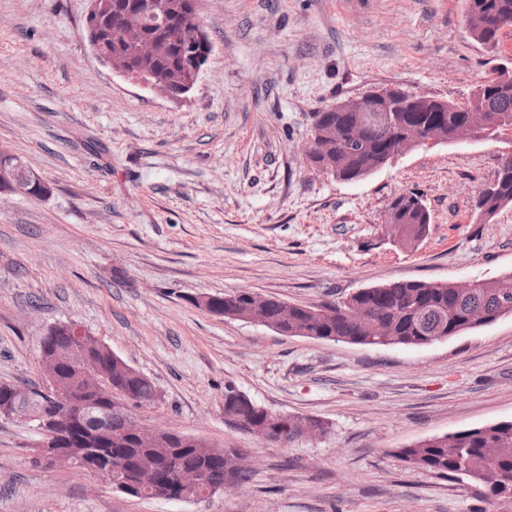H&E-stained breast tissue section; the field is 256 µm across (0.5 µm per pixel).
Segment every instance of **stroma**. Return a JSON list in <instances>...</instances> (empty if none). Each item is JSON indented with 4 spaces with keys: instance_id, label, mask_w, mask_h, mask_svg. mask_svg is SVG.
<instances>
[{
    "instance_id": "1",
    "label": "stroma",
    "mask_w": 512,
    "mask_h": 512,
    "mask_svg": "<svg viewBox=\"0 0 512 512\" xmlns=\"http://www.w3.org/2000/svg\"><path fill=\"white\" fill-rule=\"evenodd\" d=\"M88 0H0V147L52 188L0 196V383L46 388L40 340L72 322L146 376L150 429L242 450L248 483L203 502L132 498L97 474L30 462L0 418V512H512L407 466L401 448L512 420V317L427 347L284 336L200 308L243 289L296 304L396 281L512 272V207L473 200L500 144L424 146L344 183L302 152L313 115L396 85L466 104L488 54L462 0H200L214 48L188 99L142 88L82 38ZM429 231L391 243L400 193ZM233 384L327 434L268 445L224 418Z\"/></svg>"
}]
</instances>
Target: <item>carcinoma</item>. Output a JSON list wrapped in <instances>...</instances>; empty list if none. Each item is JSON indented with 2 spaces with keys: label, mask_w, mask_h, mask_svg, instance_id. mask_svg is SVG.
I'll use <instances>...</instances> for the list:
<instances>
[{
  "label": "carcinoma",
  "mask_w": 512,
  "mask_h": 512,
  "mask_svg": "<svg viewBox=\"0 0 512 512\" xmlns=\"http://www.w3.org/2000/svg\"><path fill=\"white\" fill-rule=\"evenodd\" d=\"M465 14L483 13L492 20L512 19V0H463ZM192 23L181 18L179 12L171 16V28L162 29L149 20L146 32L161 40L160 53L144 63L133 59L134 67L145 65L156 77L170 82L173 92L180 93L181 81L188 77L189 62L180 54V44L191 31ZM471 37L495 52L499 28L478 29L468 25ZM492 111L484 114L486 122L497 133L512 126V96L491 98ZM470 116L466 106L448 103L446 112H403L401 125L386 129L371 125L367 129L362 148L356 152L345 150L344 140L348 129L355 122V113L338 112L332 105L314 113L313 127L322 132L318 149L310 157L315 168L330 166L346 180H361L383 158L391 137L402 126L411 122H436L443 132L451 134L454 128ZM512 206V153L501 155L499 169L490 190H482L473 200L474 217L478 220L494 216ZM386 224L394 225L404 235L419 240L430 224V213L421 196L409 191L396 197L390 204ZM215 305H224V316L234 314L258 316L279 328L282 333L291 330L297 336L344 342L366 346H426L436 342L438 336H458L473 329L470 318L484 311L494 314L508 307L512 309V272L476 281L471 288L461 291L452 282L439 285L427 281H402L365 288L341 303L328 305L297 304L288 314V326L281 325L279 314L282 301L274 296L265 297L258 307L249 306L247 291L234 290L224 298H214ZM354 304L375 321H381L390 335L381 341L367 338L366 331L346 313ZM88 347L94 360L111 374L112 388L131 398L136 406L155 402L157 392L151 381L112 364L111 350L95 346L89 338ZM241 411L253 426L269 428L274 437L290 443L302 438V415L275 413L253 402L242 404L240 393L232 384L224 385V413ZM175 439L171 448L143 447L133 438L104 450L103 464L118 467V474L158 472L168 473L182 467L200 469L205 474L219 478L224 486L245 483L250 469L241 463L242 454L237 448L217 450L208 443H195L183 434L170 433ZM399 457L410 467L483 488L484 497L500 505H512V420L485 426L466 428L452 436L423 440L398 451Z\"/></svg>",
  "instance_id": "1"
}]
</instances>
